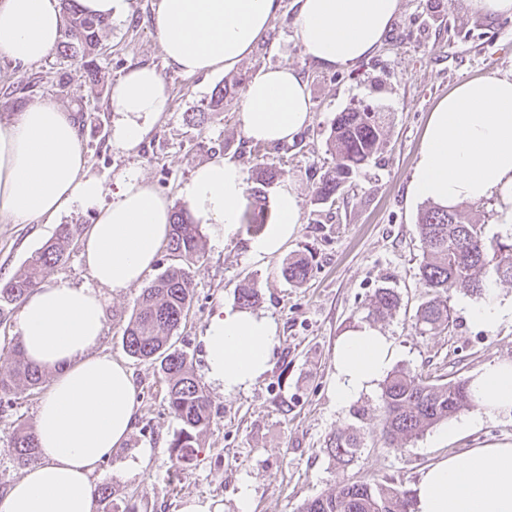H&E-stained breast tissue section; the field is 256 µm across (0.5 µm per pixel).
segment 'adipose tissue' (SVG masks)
<instances>
[{
  "instance_id": "ef3b65f1",
  "label": "adipose tissue",
  "mask_w": 512,
  "mask_h": 512,
  "mask_svg": "<svg viewBox=\"0 0 512 512\" xmlns=\"http://www.w3.org/2000/svg\"><path fill=\"white\" fill-rule=\"evenodd\" d=\"M296 35L321 67L336 70L369 58L384 41L400 0H299ZM277 0H156L154 26L168 62L188 75L234 67L264 37ZM63 25L61 0H0V57L24 68L47 58ZM112 140L134 150L170 108L159 73L135 67L113 86ZM252 141H293L309 125L310 92L294 67L261 70L248 83L240 113ZM112 203L90 174L72 112L50 100L27 105L0 123V221L55 223L73 207L93 214L82 240L94 287L59 280L32 290L18 315V333L32 362L54 381L38 406L40 461L0 497V512H93L99 462L126 441L136 411L127 367L99 352L105 330L100 288L142 284L170 230L169 200L138 173L118 180ZM414 198L453 208L495 198L512 223V75L471 78L451 89L430 114L415 163ZM195 223L223 239L241 222L246 182L239 161L200 165L180 189ZM301 224L299 196L278 188L274 215L250 242L259 256L279 253ZM278 326L269 316L220 309L204 336L207 377L225 392L249 388L271 367ZM395 348L364 324L336 345L337 405L345 406L388 372ZM483 414H512V361L490 364L471 381ZM413 512H512V444L444 457L415 488Z\"/></svg>"
}]
</instances>
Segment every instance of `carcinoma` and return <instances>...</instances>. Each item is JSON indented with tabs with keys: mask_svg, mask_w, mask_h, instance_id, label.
Wrapping results in <instances>:
<instances>
[{
	"mask_svg": "<svg viewBox=\"0 0 512 512\" xmlns=\"http://www.w3.org/2000/svg\"><path fill=\"white\" fill-rule=\"evenodd\" d=\"M65 29L57 52L72 61L79 77L91 85L99 82L97 56L101 31L107 21L81 11L77 0H61ZM238 83H224L212 91L207 110L187 116L200 126L209 113L224 110V98L236 92ZM385 113L351 110L336 115L326 143L336 163L327 169L315 185V200L333 202L338 191L383 145ZM285 174L282 168L256 160L249 187V204L243 209L241 223L259 231L268 220L266 187ZM167 241L170 253L190 261L202 251L201 225L193 222L186 206L172 211ZM417 230L422 244L418 266L419 281L426 288L428 300L417 311L415 330L421 335L440 334L452 321L450 294L461 292L482 299L496 282L512 283V236L487 238L483 225L463 220L460 212L429 205L419 214ZM80 225L62 224L24 262L22 268L6 281H0V324L10 310L22 303L38 287L45 273L60 263L75 246ZM311 266L304 258L287 259L284 275L289 281L303 283ZM189 273L182 267H169L142 289L123 334L127 354L136 359L157 360L166 384L169 408L181 421L182 428L170 444L176 462L187 463L201 447L200 436L210 422L209 400L194 375L184 352L175 348L171 337L187 321L192 302ZM400 298L392 287L374 291L368 306V319L392 314ZM13 375L0 376V399L10 395L16 379L37 387L44 370L32 365L22 346H17ZM379 423L386 447L404 448L426 430L468 409L473 398L469 382L459 380L432 383L408 367L390 371L381 383ZM19 466L38 461L36 431L21 424L13 442ZM362 448L360 432L350 427L330 435L328 455L344 466L350 464ZM408 492L392 486L344 481L336 490L308 499L299 512H411Z\"/></svg>",
	"mask_w": 512,
	"mask_h": 512,
	"instance_id": "1",
	"label": "carcinoma"
}]
</instances>
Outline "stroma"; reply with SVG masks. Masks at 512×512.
Here are the masks:
<instances>
[{
  "mask_svg": "<svg viewBox=\"0 0 512 512\" xmlns=\"http://www.w3.org/2000/svg\"><path fill=\"white\" fill-rule=\"evenodd\" d=\"M154 2L126 0L125 11L103 32L98 87L75 76L60 84L71 65L55 53L23 70L0 58V122L19 111L8 87L33 84V99H51L75 112L91 174L111 184L118 174L136 171L174 205L182 204L179 190L199 165L229 156L248 170L254 154H261L295 186L302 224L280 254L261 259L250 254L253 234L244 226L220 242L203 228L202 253L186 266L193 289L190 313L172 341L203 381L211 416L197 458L180 466L170 442L181 424L164 398L159 365L130 357L122 344L141 289H101L106 323L100 348L130 370L138 403L128 439L94 475L95 484L112 489L105 512H182L191 500L240 512L244 486L251 491L252 512H298L304 501L348 479L410 492L440 458L512 443L511 415L479 417L470 408L460 417L476 424L461 436H445L439 424L405 448H389L379 433V388L343 407L331 390L336 343L365 322L369 299L382 286L400 295L396 312L375 323L394 344L393 365L447 382L472 380L487 365L512 360V318L486 328L468 316L473 299L461 293L451 297L448 330L435 336L415 330L416 312L427 299L416 275L422 256L416 224L425 203L409 192L438 101L467 79L512 75V17L470 13L464 0H401L377 52L353 66L327 70L304 54L295 35L298 0H280L265 37L236 66L187 76L166 61L152 23ZM284 64L304 74L311 96V123L295 142L259 147L249 141L239 120V95L226 98L223 111L205 125L186 121V114L206 107L216 85ZM135 65L155 68L171 100L169 111L129 152L112 142L109 96ZM367 106L388 115L384 147L353 174L336 203H317L315 184L333 163L325 144L333 120ZM56 230L53 224L0 223V280L18 272ZM308 252L309 280L289 283L282 273L285 257ZM247 283L259 293L255 312L276 321L279 341L270 370L248 390L228 394L207 380L204 336L211 317L234 306L236 289ZM49 388L46 382L36 389L22 385L0 403V495L24 473L11 451L13 437L19 425L36 426L39 401ZM353 424L363 433L364 447L343 467L324 446L332 433Z\"/></svg>",
  "mask_w": 512,
  "mask_h": 512,
  "instance_id": "stroma-1",
  "label": "stroma"
}]
</instances>
